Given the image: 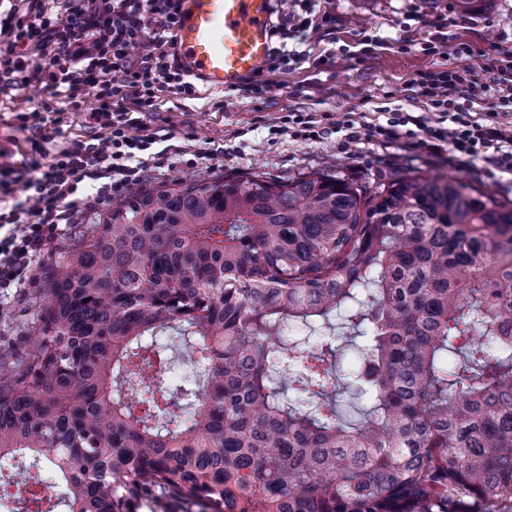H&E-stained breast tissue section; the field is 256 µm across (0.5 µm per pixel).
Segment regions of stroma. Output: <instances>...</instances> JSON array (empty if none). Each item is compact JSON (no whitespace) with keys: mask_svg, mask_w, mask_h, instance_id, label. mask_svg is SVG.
Segmentation results:
<instances>
[{"mask_svg":"<svg viewBox=\"0 0 512 512\" xmlns=\"http://www.w3.org/2000/svg\"><path fill=\"white\" fill-rule=\"evenodd\" d=\"M314 19L331 15L330 25L318 32L290 36L287 47L302 53L300 62L266 72V87L210 91L197 87L196 96L165 97L153 115V127L166 130L173 149L217 151L216 159L194 165L171 158L153 170L143 187H163L229 174L261 171L276 177H296L315 171H332L352 184L376 186L396 168L424 175L445 174L489 188L512 200V174L493 177L469 169L443 165L419 151L408 149L404 139L387 144H345L332 133L316 141H297L286 133H273L285 113L313 112L329 122L349 112L366 121L387 120L392 112H425V99L414 95L409 82L418 72L481 67L498 49L512 48V0H473L462 10L458 0H314ZM442 25L449 44L464 43L468 55H449L447 46L435 54L406 42V31L424 34ZM47 95L36 85L0 92V166L19 161L29 151L27 133L19 129L17 112L41 107ZM97 105L94 90H86L77 103L58 102L61 134L54 146L62 148L84 134V115ZM104 206L79 214L75 224L49 243L34 265L31 281L0 292V366L9 367L30 349V338L41 302L36 278L49 272L60 254L80 242L86 227L104 213Z\"/></svg>","mask_w":512,"mask_h":512,"instance_id":"1","label":"stroma"}]
</instances>
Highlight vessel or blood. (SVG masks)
Here are the masks:
<instances>
[{"instance_id":"1","label":"vessel or blood","mask_w":512,"mask_h":512,"mask_svg":"<svg viewBox=\"0 0 512 512\" xmlns=\"http://www.w3.org/2000/svg\"><path fill=\"white\" fill-rule=\"evenodd\" d=\"M273 0H180L171 37L185 77L212 89L245 87L272 54Z\"/></svg>"}]
</instances>
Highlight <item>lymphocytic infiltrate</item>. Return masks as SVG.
<instances>
[{
  "instance_id": "lymphocytic-infiltrate-1",
  "label": "lymphocytic infiltrate",
  "mask_w": 512,
  "mask_h": 512,
  "mask_svg": "<svg viewBox=\"0 0 512 512\" xmlns=\"http://www.w3.org/2000/svg\"><path fill=\"white\" fill-rule=\"evenodd\" d=\"M0 19V91L36 83L50 99L41 109L17 113L30 131L31 151L19 165L0 167V291L29 281L46 244L63 234L91 203H107L141 182L148 164H162L161 140L145 118L176 92L195 94L168 52L177 0H24ZM502 94L486 111L450 114L447 123L405 114L388 124L347 125L350 143H384L408 137L407 146L441 163L483 161L512 174V50L497 66ZM95 89L97 107L81 136L58 151L52 102ZM471 69L429 72L411 82L413 93L435 105L483 96Z\"/></svg>"
}]
</instances>
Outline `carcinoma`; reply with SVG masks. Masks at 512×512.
Wrapping results in <instances>:
<instances>
[{
  "mask_svg": "<svg viewBox=\"0 0 512 512\" xmlns=\"http://www.w3.org/2000/svg\"><path fill=\"white\" fill-rule=\"evenodd\" d=\"M41 293L0 458L52 466L69 512H512V200L412 172L145 188ZM336 314L362 359L342 384L286 333Z\"/></svg>",
  "mask_w": 512,
  "mask_h": 512,
  "instance_id": "cac0c4a2",
  "label": "carcinoma"
}]
</instances>
